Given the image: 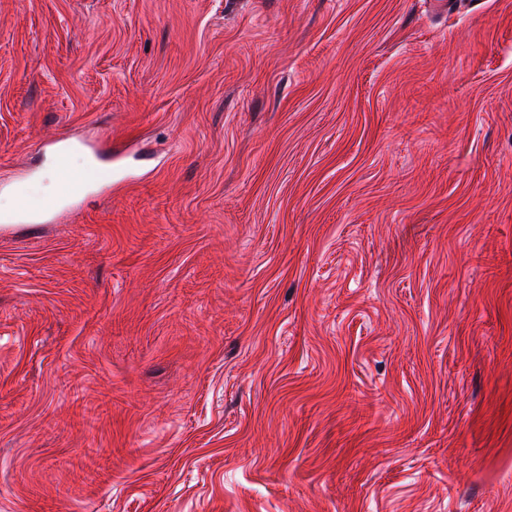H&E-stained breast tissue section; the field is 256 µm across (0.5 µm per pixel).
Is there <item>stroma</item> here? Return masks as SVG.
I'll return each instance as SVG.
<instances>
[{
	"instance_id": "1",
	"label": "stroma",
	"mask_w": 512,
	"mask_h": 512,
	"mask_svg": "<svg viewBox=\"0 0 512 512\" xmlns=\"http://www.w3.org/2000/svg\"><path fill=\"white\" fill-rule=\"evenodd\" d=\"M0 512H512V0H0ZM44 155L49 160H56L64 151L72 148H80L88 158L95 161H104L108 163V174L102 179L87 182L84 185L87 188H93L97 192L104 191L109 187H117L120 183L131 181V176L122 174L112 169V165L122 161L129 152L126 149L108 145L100 139H76V141L66 142L64 139H51L42 144Z\"/></svg>"
}]
</instances>
